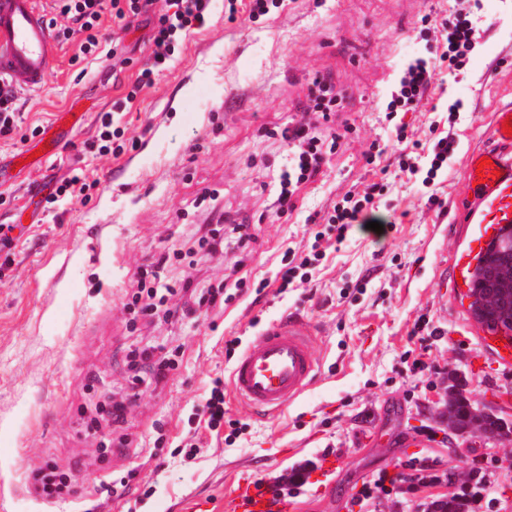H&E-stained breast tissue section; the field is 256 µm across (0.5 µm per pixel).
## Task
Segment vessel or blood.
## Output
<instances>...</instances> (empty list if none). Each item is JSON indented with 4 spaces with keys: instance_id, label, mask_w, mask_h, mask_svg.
I'll use <instances>...</instances> for the list:
<instances>
[{
    "instance_id": "obj_1",
    "label": "vessel or blood",
    "mask_w": 512,
    "mask_h": 512,
    "mask_svg": "<svg viewBox=\"0 0 512 512\" xmlns=\"http://www.w3.org/2000/svg\"><path fill=\"white\" fill-rule=\"evenodd\" d=\"M56 50L37 0H0V77L26 89L39 88ZM512 118V104L494 114L493 136L498 149L471 153L465 178L472 196L462 224L464 242L451 257V270L467 292L490 247L512 232V136L502 124ZM489 158L496 175L482 180L476 173L481 158ZM315 333L303 318L288 316L258 332L235 359L229 378L232 392L253 414L270 417L298 399L315 381L318 360ZM230 512H288L271 506L266 495L249 493Z\"/></svg>"
}]
</instances>
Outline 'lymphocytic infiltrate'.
Listing matches in <instances>:
<instances>
[{
  "mask_svg": "<svg viewBox=\"0 0 512 512\" xmlns=\"http://www.w3.org/2000/svg\"><path fill=\"white\" fill-rule=\"evenodd\" d=\"M213 0H111L112 15L121 21L139 17L154 16L150 41V67L144 68L137 76L125 98L115 101L111 111L102 113L93 147L99 155L116 156L123 152L120 143L122 132L114 127L112 115L126 110L143 88L153 82L155 72L162 70L175 52L176 46L194 30L202 28L211 15ZM55 8L65 21L56 36L69 40L80 36L79 50L82 55L95 54L100 48V22L103 12L102 0H55ZM471 0H457L454 16L449 20L445 36L434 39L424 56L410 60L402 70L398 84L387 104L386 120H393L398 113L414 110L427 96L436 76L442 71L461 69L474 51L477 41L471 19ZM315 93L305 108L302 119L289 123L277 132L279 141L289 147V153L277 179L276 204L278 211L296 209L301 189L314 182L322 172L328 153L334 152L341 139L340 134L329 128L328 123L335 114L341 100L332 83L322 77L313 81ZM452 135L439 137L428 165H421L419 157L399 154L398 168L409 177H421L423 184H433L440 171L447 167L448 157L454 150ZM384 184L372 183L364 189H351L338 196L323 216L324 227L314 230L313 242L303 251L287 248L278 267L272 275L262 278L258 286L265 289L276 287L278 293H286L295 283L311 282L328 250L337 248L347 237L349 230L357 224L374 221L375 199L382 196ZM179 249L162 254L154 267L143 270L138 288L127 307L134 315L144 317L163 316L165 321H183L190 312L189 307H169L165 294L170 286L160 276L163 269L180 260ZM124 363L135 377L149 378L161 383L168 381L178 361L168 353L158 352L156 347L147 346L129 351ZM190 423L197 429L225 432L226 443H234L240 437L244 426L237 421L224 419V382L214 380L202 410L193 413ZM443 476L415 470L410 474L390 476L379 472L362 484L355 497L359 507L375 504L377 499L390 497L406 491L415 493L425 488L443 484Z\"/></svg>",
  "mask_w": 512,
  "mask_h": 512,
  "instance_id": "f902f5d3",
  "label": "lymphocytic infiltrate"
}]
</instances>
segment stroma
<instances>
[{
    "label": "stroma",
    "mask_w": 512,
    "mask_h": 512,
    "mask_svg": "<svg viewBox=\"0 0 512 512\" xmlns=\"http://www.w3.org/2000/svg\"><path fill=\"white\" fill-rule=\"evenodd\" d=\"M455 0H284L253 21L227 20L214 0L206 26L188 35L168 69L121 113L135 148L102 157L87 144L100 113L113 112L150 61L151 26L104 12L99 55L77 59V41L57 44L41 88L22 89L21 128L80 118L59 155L33 170L11 157L35 139L0 137V224L25 225L11 277L0 280V512H226L237 495L311 461L292 512H352L362 483L409 464L448 474L433 488L448 497L474 467L485 472L476 512H512V443L450 431L443 401L456 376L470 402L512 423V364L472 331L461 293L439 285L459 242L465 158L487 145L493 114L512 103V0H475L477 47L463 69L439 75L416 111L403 117L399 142L384 119L405 63L426 48L422 16L448 19ZM123 58L115 68L114 58ZM330 76L342 98L331 124L342 139L295 210L277 212L274 180L287 148L272 133L299 120L312 81ZM463 109L455 148L435 186L408 181L393 159L413 141L431 146L429 125L447 103ZM383 150L366 163L370 144ZM82 168L97 185L86 199L51 210L28 199L32 186ZM389 184L377 217L392 227L375 237L353 227L311 283L283 295L265 289L220 311L198 307L180 324L128 327L124 306L141 269L179 247L215 211L247 225L246 249L181 260L170 273L199 286L227 278L243 261L252 282L277 267L286 248L309 243L308 215L326 210L351 186ZM298 314L318 333L320 373L311 389L277 416L261 419L227 400L225 417L246 424L228 446L200 431L195 458L178 454L188 417L212 380L229 374L224 343ZM180 348L164 383L131 384L124 348ZM430 363L416 372L414 360ZM126 401L124 422L96 436L84 424L106 399ZM53 466L73 473L65 500H45L33 476ZM130 476L142 496L109 500L113 479Z\"/></svg>",
    "instance_id": "35a3bbf8"
}]
</instances>
